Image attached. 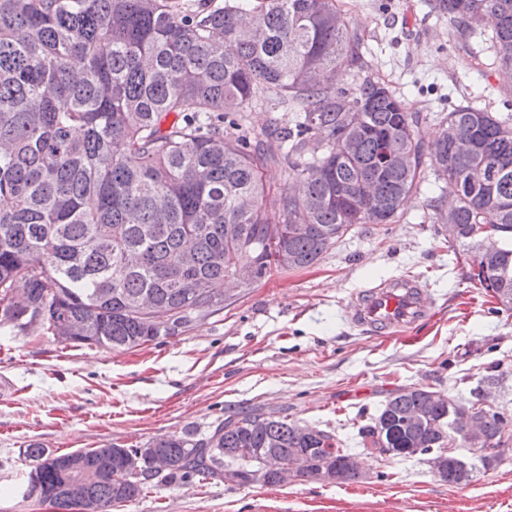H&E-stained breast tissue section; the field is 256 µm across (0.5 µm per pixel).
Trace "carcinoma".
<instances>
[{
    "instance_id": "carcinoma-1",
    "label": "carcinoma",
    "mask_w": 512,
    "mask_h": 512,
    "mask_svg": "<svg viewBox=\"0 0 512 512\" xmlns=\"http://www.w3.org/2000/svg\"><path fill=\"white\" fill-rule=\"evenodd\" d=\"M442 3L460 36L491 33L494 64L511 75L512 0ZM358 43L335 0H205L189 13L177 0H0V326L27 335L47 311L39 328L56 337L75 326L74 347L172 336L186 315L224 306L240 261L258 281L314 265L357 224L395 223L427 169L457 187L433 208L440 219L453 210L468 278L511 310L512 113L457 106L428 150L420 113L370 74ZM338 69L358 73L352 89L336 88ZM270 93L294 124L272 119L252 139L243 122ZM269 164L305 185L301 197L281 192L275 212ZM431 394L388 397L358 432L363 451L444 454L474 405L434 407ZM483 429L492 451L476 458L487 470L502 462L512 413H487ZM298 452L302 478L360 477L336 435L251 410L140 455L30 444L24 494L71 512L74 480L86 512H112L160 474L188 485L230 473L242 486L265 457ZM474 473L448 457V485Z\"/></svg>"
}]
</instances>
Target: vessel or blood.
I'll use <instances>...</instances> for the list:
<instances>
[{
  "mask_svg": "<svg viewBox=\"0 0 512 512\" xmlns=\"http://www.w3.org/2000/svg\"><path fill=\"white\" fill-rule=\"evenodd\" d=\"M426 289L417 279L395 277L356 290L350 297L347 319L354 327L388 337L422 324L430 313Z\"/></svg>",
  "mask_w": 512,
  "mask_h": 512,
  "instance_id": "obj_1",
  "label": "vessel or blood"
}]
</instances>
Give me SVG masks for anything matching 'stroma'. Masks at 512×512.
<instances>
[{
	"instance_id": "obj_1",
	"label": "stroma",
	"mask_w": 512,
	"mask_h": 512,
	"mask_svg": "<svg viewBox=\"0 0 512 512\" xmlns=\"http://www.w3.org/2000/svg\"><path fill=\"white\" fill-rule=\"evenodd\" d=\"M362 39L372 73L423 113L424 142L455 106L512 113V82L491 68L487 36L455 39L439 0H336ZM427 177L394 224H360L311 267L231 285L218 311L192 313L178 334L131 350L73 347L37 331L0 328V512H58L24 497L37 443L62 454L108 443L140 447L192 431L204 436L255 406L336 434L355 451L359 479H293L244 487H176L152 480L116 512H512V442L503 462L465 486L427 462L356 452L357 431L391 393L427 387L451 400L494 376L491 400L512 412V310L467 279L463 248L438 234ZM427 286L430 319L375 338L349 325L353 292L399 275Z\"/></svg>"
}]
</instances>
